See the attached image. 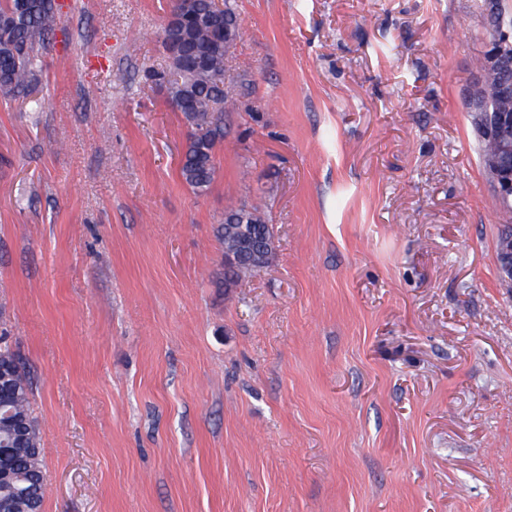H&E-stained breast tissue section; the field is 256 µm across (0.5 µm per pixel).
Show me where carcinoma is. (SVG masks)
Masks as SVG:
<instances>
[{
  "label": "carcinoma",
  "instance_id": "carcinoma-1",
  "mask_svg": "<svg viewBox=\"0 0 512 512\" xmlns=\"http://www.w3.org/2000/svg\"><path fill=\"white\" fill-rule=\"evenodd\" d=\"M211 0H190L176 7L167 34L185 31L184 53L202 57L206 67L185 69L180 80L168 82L171 101L190 127L180 174L196 192L206 191L215 173V146L224 140V110L236 106V99L224 86V26L207 24L187 26L183 19L211 13ZM60 22L51 0H0V99L24 100L40 104L37 97V72L40 52ZM236 224L249 226L254 244L265 248L261 265L248 259L224 266V285L232 287L268 267L274 258V234L257 206L230 207L224 211V222L216 228V237L224 252L238 254ZM9 378L0 381V405L6 403L12 415L0 420V448L7 450L6 460L23 478L19 492H6L16 512H31L33 505L43 503L46 484L41 452V431L31 407V386L18 358L9 356Z\"/></svg>",
  "mask_w": 512,
  "mask_h": 512
}]
</instances>
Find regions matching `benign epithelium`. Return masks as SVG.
Returning a JSON list of instances; mask_svg holds the SVG:
<instances>
[{
    "label": "benign epithelium",
    "instance_id": "7a95c632",
    "mask_svg": "<svg viewBox=\"0 0 512 512\" xmlns=\"http://www.w3.org/2000/svg\"><path fill=\"white\" fill-rule=\"evenodd\" d=\"M484 49L481 54L482 71L478 73L464 100L465 111L481 141L497 146V154L483 160L490 186L498 201L506 209H512V110L501 103L512 101V20L498 13L495 3L485 4ZM169 63L181 67L187 63L182 44L176 39L167 41ZM489 75L499 78L497 94L490 98L485 79ZM496 263L501 278L512 283V233L504 232L498 238Z\"/></svg>",
    "mask_w": 512,
    "mask_h": 512
}]
</instances>
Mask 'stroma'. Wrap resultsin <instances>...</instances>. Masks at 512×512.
Segmentation results:
<instances>
[{"mask_svg": "<svg viewBox=\"0 0 512 512\" xmlns=\"http://www.w3.org/2000/svg\"><path fill=\"white\" fill-rule=\"evenodd\" d=\"M239 100L183 181L173 0H68L0 99V336L43 512H512L505 217L463 94L483 0H230ZM261 205L272 265L224 285ZM235 224H247L255 245L263 246L266 250L260 266L253 264L249 259H242L236 264L224 265V285L228 288L235 286L243 278L251 277L262 269L269 267L274 258V234L270 224L261 215L257 206L230 207L224 212V222L216 228V237L224 247V253L238 254L242 249L238 245L237 234L233 227ZM511 234L506 230L501 237L498 238L496 247V263L501 278L511 284L512 283V225Z\"/></svg>", "mask_w": 512, "mask_h": 512, "instance_id": "stroma-1", "label": "stroma"}]
</instances>
